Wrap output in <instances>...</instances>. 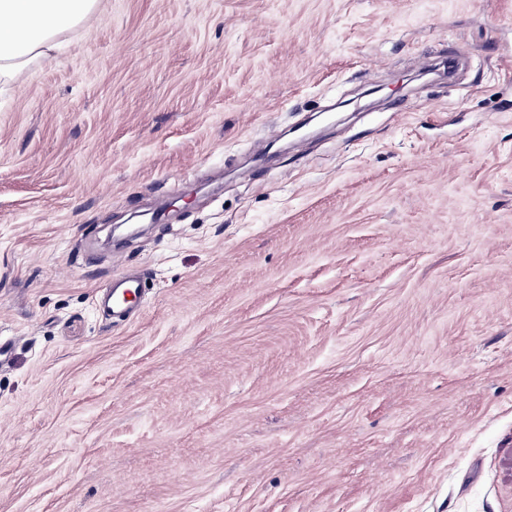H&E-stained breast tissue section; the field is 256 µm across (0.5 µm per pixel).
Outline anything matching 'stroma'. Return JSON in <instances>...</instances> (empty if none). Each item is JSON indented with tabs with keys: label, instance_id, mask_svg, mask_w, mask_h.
Returning <instances> with one entry per match:
<instances>
[{
	"label": "stroma",
	"instance_id": "stroma-1",
	"mask_svg": "<svg viewBox=\"0 0 512 512\" xmlns=\"http://www.w3.org/2000/svg\"><path fill=\"white\" fill-rule=\"evenodd\" d=\"M59 40L0 91V512H512V0ZM145 292L144 281L141 277H121L112 280V288L107 298L112 307V314L128 311L135 307Z\"/></svg>",
	"mask_w": 512,
	"mask_h": 512
}]
</instances>
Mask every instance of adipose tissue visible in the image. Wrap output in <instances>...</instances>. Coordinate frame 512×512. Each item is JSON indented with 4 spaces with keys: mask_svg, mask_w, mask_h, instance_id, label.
<instances>
[{
    "mask_svg": "<svg viewBox=\"0 0 512 512\" xmlns=\"http://www.w3.org/2000/svg\"><path fill=\"white\" fill-rule=\"evenodd\" d=\"M98 0H0V84L49 58L60 33L90 22Z\"/></svg>",
    "mask_w": 512,
    "mask_h": 512,
    "instance_id": "1",
    "label": "adipose tissue"
}]
</instances>
